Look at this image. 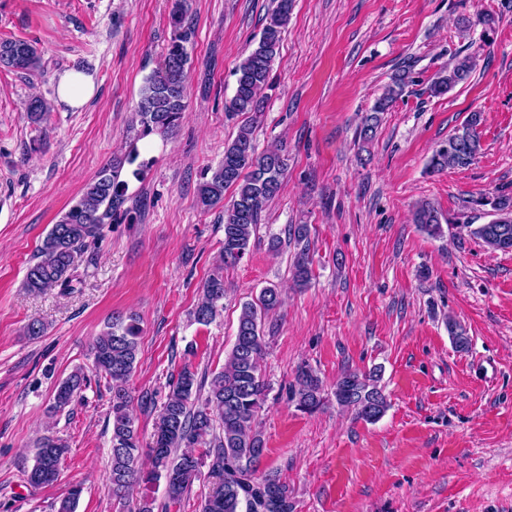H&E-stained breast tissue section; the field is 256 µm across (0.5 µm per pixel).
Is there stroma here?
Wrapping results in <instances>:
<instances>
[{
	"label": "stroma",
	"instance_id": "35a3bbf8",
	"mask_svg": "<svg viewBox=\"0 0 512 512\" xmlns=\"http://www.w3.org/2000/svg\"><path fill=\"white\" fill-rule=\"evenodd\" d=\"M193 61L179 132L134 140L130 122L145 78L172 35L169 0H0V38L35 43L38 71L0 69V512H56L69 485L77 512H126L105 487L111 431L107 380L91 348L113 313L140 319L141 353L130 380L143 436H150L168 380L183 366L220 371L244 303L279 286L284 303L265 321L270 385L259 413L267 448L261 472L288 484L296 512H512V251L431 237L412 222L430 202L459 223L484 224L473 196L512 188V0H294L255 129L258 147L281 139L289 166L258 239L222 265L223 209L202 210L197 187L233 140L234 71L260 36L272 0H189ZM499 22L482 41L480 16ZM470 23L460 38L462 23ZM476 58L469 81L441 97L428 86L450 56ZM92 74L84 107L56 100L61 74ZM412 84L367 145L357 127L397 71ZM51 103L31 124L28 98ZM483 116L482 150L467 167L427 172L433 151L469 113ZM136 146L150 168L128 184L123 212L79 259L71 293L22 286L41 240L113 154ZM309 227L310 287L294 288L293 247L270 250L288 227ZM224 275V309L194 322L204 281ZM45 322L31 340L22 329ZM471 340L457 351L448 320ZM325 386L345 370L380 368L390 401L369 423L335 401L297 411L288 388L300 365ZM90 383L57 415L56 384L76 367ZM67 440L57 482H26L46 429Z\"/></svg>",
	"mask_w": 512,
	"mask_h": 512
}]
</instances>
